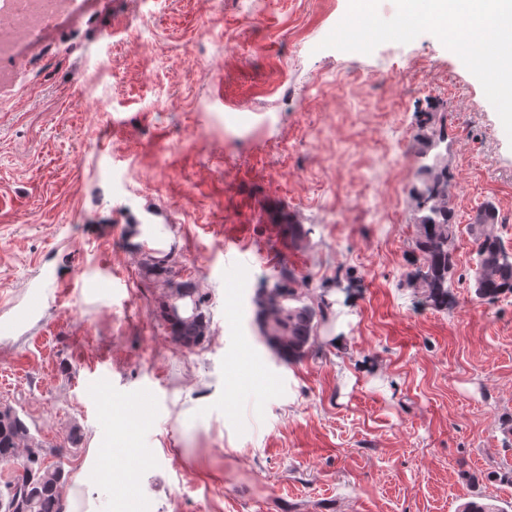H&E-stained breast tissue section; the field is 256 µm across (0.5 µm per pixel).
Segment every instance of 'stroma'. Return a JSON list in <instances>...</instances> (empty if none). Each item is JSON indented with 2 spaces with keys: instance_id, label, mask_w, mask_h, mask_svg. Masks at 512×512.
<instances>
[{
  "instance_id": "35a3bbf8",
  "label": "stroma",
  "mask_w": 512,
  "mask_h": 512,
  "mask_svg": "<svg viewBox=\"0 0 512 512\" xmlns=\"http://www.w3.org/2000/svg\"><path fill=\"white\" fill-rule=\"evenodd\" d=\"M347 8L84 0L0 60V319L56 276L37 318L0 335V404L70 475L101 423L151 437L131 487L95 486L107 510L129 493L144 512H457L476 496L512 512V297L475 298L470 231L494 207L512 251V139L432 34L322 48ZM211 23L230 44L205 40ZM79 83L110 115L70 109ZM425 117L446 142L425 145ZM423 152L451 175L445 309L408 283ZM135 224L165 247L132 243ZM228 249L246 263L227 268ZM286 268L328 305L289 364L253 303ZM186 281L209 327L189 349L164 314Z\"/></svg>"
}]
</instances>
